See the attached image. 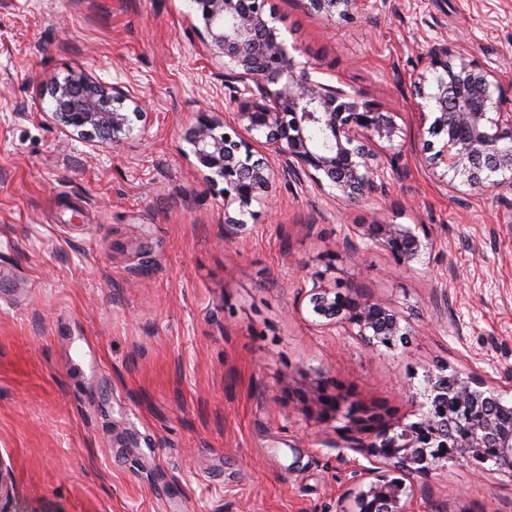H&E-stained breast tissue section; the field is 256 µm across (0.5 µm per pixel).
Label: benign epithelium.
Wrapping results in <instances>:
<instances>
[{
	"label": "benign epithelium",
	"instance_id": "1",
	"mask_svg": "<svg viewBox=\"0 0 512 512\" xmlns=\"http://www.w3.org/2000/svg\"><path fill=\"white\" fill-rule=\"evenodd\" d=\"M208 36L209 54L224 62V82L238 105L246 128L265 136L261 151L237 134L217 132V120L200 112L187 131L199 164L209 179L224 183V209L266 202L276 179L309 180L318 190L360 201L385 191L387 167L380 152L395 148L394 119L349 93L312 79L297 68L276 17L265 0H194ZM359 0H307V8L326 21L351 16ZM434 84L419 77V94L431 103L430 130L444 134L430 165L444 167L451 192L456 179L472 190L496 187L512 191V113L499 111L506 92L495 74L448 42L428 52ZM53 116L80 135H94L118 144L130 133L122 105L140 104L125 85H100L72 74L52 88ZM363 235L375 245L411 261L424 251L417 236L395 224H367ZM317 325L357 328L371 348L391 347L407 333L391 311L360 302L312 278L307 293ZM424 403L417 421L382 424L380 418L348 403L336 391L328 411L347 407L345 418L356 435L345 448L366 463L353 470L343 493L344 512H413V480L447 462L465 460L478 468L489 464L512 475V415L501 395L485 388L472 374L455 372L426 376Z\"/></svg>",
	"mask_w": 512,
	"mask_h": 512
}]
</instances>
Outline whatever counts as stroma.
Listing matches in <instances>:
<instances>
[{"mask_svg": "<svg viewBox=\"0 0 512 512\" xmlns=\"http://www.w3.org/2000/svg\"><path fill=\"white\" fill-rule=\"evenodd\" d=\"M266 8L297 66L393 116L386 194L281 181L225 206L185 131L211 112L260 135L192 0H0V512H342L356 461L326 395L408 424L445 367L512 405V193L446 189L413 87L447 41L511 83L512 0H362L332 23L306 0ZM73 73L137 97L120 145L54 119L50 84ZM367 224L425 249L401 260ZM320 273L406 340L317 327ZM414 510L512 512V477L448 463L416 479ZM362 234L407 261L417 259L425 249L417 236L395 224H367Z\"/></svg>", "mask_w": 512, "mask_h": 512, "instance_id": "1", "label": "stroma"}]
</instances>
